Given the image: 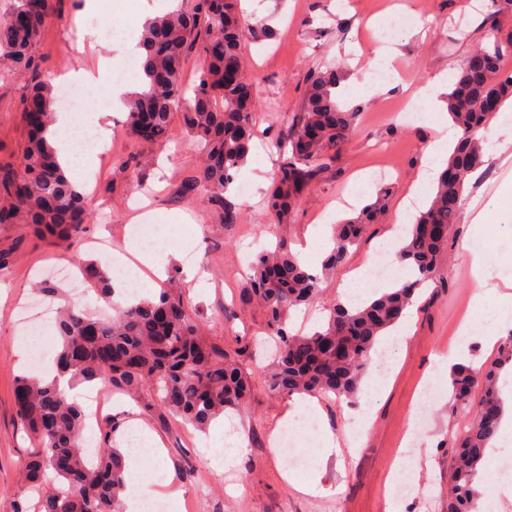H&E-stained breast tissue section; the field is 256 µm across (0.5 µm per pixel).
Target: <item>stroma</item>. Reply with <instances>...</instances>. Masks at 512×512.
Masks as SVG:
<instances>
[{
  "instance_id": "stroma-1",
  "label": "stroma",
  "mask_w": 512,
  "mask_h": 512,
  "mask_svg": "<svg viewBox=\"0 0 512 512\" xmlns=\"http://www.w3.org/2000/svg\"><path fill=\"white\" fill-rule=\"evenodd\" d=\"M85 0H59L61 20L48 24L37 45L51 81L70 71L94 70L98 54L108 53L120 62L126 42L101 31L98 11L84 8ZM254 12L263 28L247 25L241 46L245 70L256 82L254 114L255 147L265 149L269 162H276L271 142L287 127L292 115L302 108L308 76L329 67L341 73L339 100L357 109V131L339 151L318 181L300 198L287 223L272 221L263 205L264 181L256 185L249 201L241 205L242 220L219 223L198 201L184 197L181 184L195 169L197 144L173 116L167 148L131 136L126 129V112L117 110L109 120L114 129L105 157L96 159L94 187L88 195L91 219L79 249L50 242L33 231L22 232L9 224L0 225V254L6 265L0 269V512H10L16 500L30 498L21 480V468L35 441L20 418L14 398L18 376L30 373L32 361L47 352L40 338L26 336L14 319L18 301L35 298L34 285L56 263L76 264L78 258L94 257L93 243L129 240L133 207L148 197L150 210L175 216L172 224L158 226L156 244L183 246L208 274V287L187 296L190 308L203 318L205 335L228 346L267 341L269 333L262 308L242 301L248 283V259L261 248L279 241L301 242L309 226L326 223L331 214L351 217L341 201L354 192L359 205L375 198L366 186L380 164L393 166L396 174L388 181L389 196L381 223L373 225L345 264L326 275L321 292L310 309L296 312L291 322L302 331L319 324L326 307L336 297V286L354 271L365 255L394 230L399 212L415 218L425 208L430 188L413 192L421 168L422 153L434 138V117L418 121L404 118L402 109L411 105L414 94L434 75L455 72L469 53L495 34L512 33V5L507 0H487L475 8L471 0H253ZM407 5L415 21L399 30L373 28L369 21L386 18L390 6ZM495 14L497 30L483 24ZM96 30V47L77 50L79 28ZM390 55L396 63L394 78L386 92L366 96L361 86V64L375 56ZM8 65H0V162L19 157L27 144L20 112L26 88L9 77ZM512 102H506L499 117L488 125L486 164L478 177L470 179L459 209L455 235L445 247L439 282L420 292L414 323L407 340L398 347L387 392L383 399L361 406L343 407L331 398L321 401L319 425L335 436L349 431L351 424L365 419L359 446L341 447L325 455L323 448L296 447L274 453L270 438L278 427L287 403L286 396L269 392L264 351L246 360L244 369L252 383V396L229 417L230 433L239 435L247 448L239 462L226 470L212 466L208 452L210 433L183 425L162 408L125 409L123 403L107 407L103 415L118 425L116 440L125 444L130 428L150 432L163 451L156 466L159 476L173 474L184 495L173 512H385L386 494L398 457L403 452L402 435L412 412H419L420 443L412 457L419 460L420 491L409 498L406 512H446L448 498V450L453 444L461 417L451 415L450 406L436 403L420 406L424 381L433 367L434 356L447 353L458 340L464 318L484 323L488 311L499 304L498 294H489L482 309L472 307L477 289L465 248L471 238L482 237V254L493 283L512 281V234L494 224L472 223L473 202L488 203L500 186L512 181ZM386 156H379L378 148ZM135 158L136 178H129L122 161ZM308 457V471L322 474L325 493L311 495L296 490L283 477L290 457Z\"/></svg>"
}]
</instances>
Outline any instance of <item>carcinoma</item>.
Wrapping results in <instances>:
<instances>
[{
  "label": "carcinoma",
  "instance_id": "carcinoma-1",
  "mask_svg": "<svg viewBox=\"0 0 512 512\" xmlns=\"http://www.w3.org/2000/svg\"><path fill=\"white\" fill-rule=\"evenodd\" d=\"M61 19L54 0H13L0 16V60L28 85L22 106L32 100L41 123L29 130L27 146L14 162L0 164V224L33 227L45 238L72 248L90 219L87 197L63 172L47 137L55 97L35 53L45 26ZM243 37L240 0H183L181 7L148 20L139 36L141 87L127 104L126 127L145 140L164 142L174 113L202 148L195 175L183 186L223 224H236L239 207L226 197L228 187L247 162L254 130L255 87L244 92L224 76L226 64L241 62ZM512 54V34L494 37L460 65L446 96L448 115L461 133L439 173L427 209L402 237L399 260L411 278L400 287L347 307L332 305L325 325L311 334L287 329L290 312L311 304L320 277L298 260L288 243L263 248L251 263L243 301L261 305L267 328L279 347L267 388L273 393L334 395L353 402L361 391L370 353L380 336L395 326L416 296L418 286L439 276L438 258L447 246L465 186L485 165V129L512 100V74L502 72L503 57ZM191 55L203 66L196 83L185 89L181 70ZM336 70L310 75L301 112L276 138L279 159L266 192L270 216L283 224L304 192L317 182L356 131L355 110L336 101ZM385 188L359 214L335 225L323 271L334 272L348 258L366 230L385 210ZM81 272L98 299L114 314L93 317L71 306L57 321L61 349L56 375H21L15 382L19 413L31 429L36 447L24 467V478L37 493L31 505L17 502L12 512H124L126 465L114 443L116 424H100L98 454L91 460L82 448L83 408L59 386H109L146 408L156 405L185 423L205 429L227 410L248 400L251 387L241 368L247 347L229 348L202 334L203 322L184 300L176 280L155 297L114 302L106 265L85 261ZM512 367V340L500 356L479 373L465 365L452 372V406L469 417L458 430L448 472V512H476L480 492L476 466L496 437L501 417L500 374Z\"/></svg>",
  "mask_w": 512,
  "mask_h": 512
}]
</instances>
